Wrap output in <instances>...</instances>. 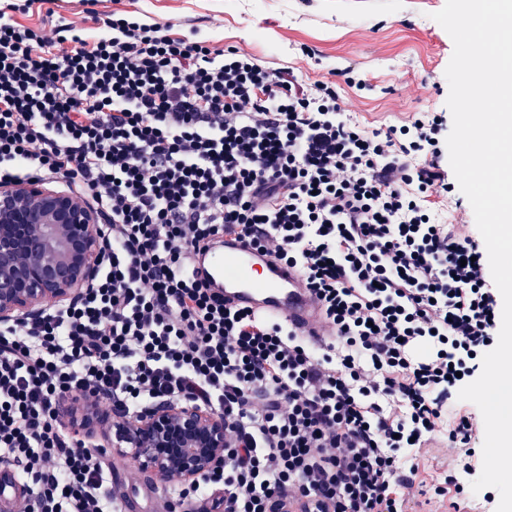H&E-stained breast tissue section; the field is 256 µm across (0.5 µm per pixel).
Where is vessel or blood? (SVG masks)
I'll use <instances>...</instances> for the list:
<instances>
[{
  "mask_svg": "<svg viewBox=\"0 0 512 512\" xmlns=\"http://www.w3.org/2000/svg\"><path fill=\"white\" fill-rule=\"evenodd\" d=\"M193 268L231 309H247L285 322L297 336L319 342L326 335L322 310L297 269L264 255L236 235L194 254Z\"/></svg>",
  "mask_w": 512,
  "mask_h": 512,
  "instance_id": "b4317fda",
  "label": "vessel or blood"
}]
</instances>
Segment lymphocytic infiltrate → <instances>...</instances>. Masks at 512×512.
<instances>
[{
    "instance_id": "1",
    "label": "lymphocytic infiltrate",
    "mask_w": 512,
    "mask_h": 512,
    "mask_svg": "<svg viewBox=\"0 0 512 512\" xmlns=\"http://www.w3.org/2000/svg\"><path fill=\"white\" fill-rule=\"evenodd\" d=\"M442 126L367 130L332 83L125 12L91 38L1 10L0 181L64 180L105 247L79 302L0 326V461L27 488L12 512H115L105 449L62 419L72 395L223 415V469L170 482L164 512L219 491L224 512H404L435 433L473 457L475 418L448 402L494 343L496 302L467 225L434 214ZM227 233L297 268L330 342L194 277L192 253Z\"/></svg>"
}]
</instances>
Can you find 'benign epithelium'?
Masks as SVG:
<instances>
[{"mask_svg":"<svg viewBox=\"0 0 512 512\" xmlns=\"http://www.w3.org/2000/svg\"><path fill=\"white\" fill-rule=\"evenodd\" d=\"M100 217L80 196L37 181L0 182V324L37 320L47 303L78 302L98 278ZM69 428L101 434L114 454L165 484H194L224 466V417L165 400L115 421L110 410L73 397L61 412ZM21 488L0 468V512Z\"/></svg>","mask_w":512,"mask_h":512,"instance_id":"benign-epithelium-1","label":"benign epithelium"}]
</instances>
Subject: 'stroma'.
Instances as JSON below:
<instances>
[{"instance_id":"1","label":"stroma","mask_w":512,"mask_h":512,"mask_svg":"<svg viewBox=\"0 0 512 512\" xmlns=\"http://www.w3.org/2000/svg\"><path fill=\"white\" fill-rule=\"evenodd\" d=\"M445 0H33L17 20L48 12L80 21L132 11L171 34L233 47L305 84L331 81L345 115L368 130L446 112L445 70L454 45L433 20ZM112 484L126 512H158L156 485L132 461L113 457Z\"/></svg>"}]
</instances>
